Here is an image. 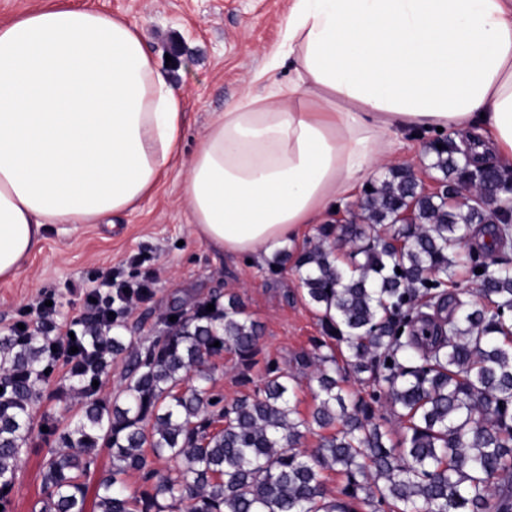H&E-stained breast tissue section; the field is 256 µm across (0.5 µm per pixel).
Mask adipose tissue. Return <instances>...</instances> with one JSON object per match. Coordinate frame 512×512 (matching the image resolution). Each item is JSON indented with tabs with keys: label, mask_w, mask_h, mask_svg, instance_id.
Segmentation results:
<instances>
[{
	"label": "adipose tissue",
	"mask_w": 512,
	"mask_h": 512,
	"mask_svg": "<svg viewBox=\"0 0 512 512\" xmlns=\"http://www.w3.org/2000/svg\"><path fill=\"white\" fill-rule=\"evenodd\" d=\"M288 81L213 113L183 203L206 243L259 257L319 221L394 136L445 130L512 167V0H288ZM184 114L137 26L66 5L0 23V281L47 225L150 196Z\"/></svg>",
	"instance_id": "ef3b65f1"
}]
</instances>
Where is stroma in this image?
<instances>
[{"label":"stroma","instance_id":"35a3bbf8","mask_svg":"<svg viewBox=\"0 0 512 512\" xmlns=\"http://www.w3.org/2000/svg\"><path fill=\"white\" fill-rule=\"evenodd\" d=\"M78 8H93L126 17L136 24L158 71L184 95L186 123L180 155L156 192L114 224H51L39 248L21 273L0 282V336L26 318L30 306L45 293L54 294L57 330L89 318L84 289L89 280L113 271L119 279L147 280L150 293L118 322L128 342L139 344L156 334L172 307L190 311L214 297L238 296L246 312L262 327L261 363L275 360L296 378L294 404L301 413L314 405L308 370L296 363L312 351L321 334L315 309L307 303L292 264L272 270V257L253 260L225 254L201 240L189 224L182 186L186 166L195 153L212 113L258 93L255 74L269 64V52L279 39L288 0H62ZM141 255L132 265L128 256ZM260 365L252 379L263 373ZM56 365L54 378L43 386L35 405L36 421L52 418L58 428L78 421L85 398ZM52 436L34 431L18 468L12 512H32L40 497V464Z\"/></svg>","mask_w":512,"mask_h":512}]
</instances>
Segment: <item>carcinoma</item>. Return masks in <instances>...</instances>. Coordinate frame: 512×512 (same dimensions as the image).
I'll list each match as a JSON object with an SVG mask.
<instances>
[{
	"label": "carcinoma",
	"mask_w": 512,
	"mask_h": 512,
	"mask_svg": "<svg viewBox=\"0 0 512 512\" xmlns=\"http://www.w3.org/2000/svg\"><path fill=\"white\" fill-rule=\"evenodd\" d=\"M465 153L452 137L431 142L441 192L391 167L364 191L358 223L322 226L297 256L323 330L300 357L315 384L308 417L293 404L294 377L274 361L247 396L226 403L212 391L211 357L233 350L250 383L259 352L260 325L234 296L173 308L177 320L130 354L110 401L92 382L127 349L124 336L84 321L95 353L69 379L86 403L61 432L43 422L56 439L41 465L38 512H512V261L502 256L512 248V171L470 164ZM481 189L491 192L486 208ZM477 226L486 240L469 247L476 298L466 299L453 255ZM339 241L350 245L345 264ZM47 340L0 336V498L16 484L50 381ZM349 374L367 395L349 394ZM383 407L404 423L396 439ZM314 426L336 432L310 450ZM102 446L109 465L90 504L87 476ZM327 471L346 479L339 498L326 494ZM132 472L140 485L130 492Z\"/></svg>",
	"instance_id": "cac0c4a2"
}]
</instances>
